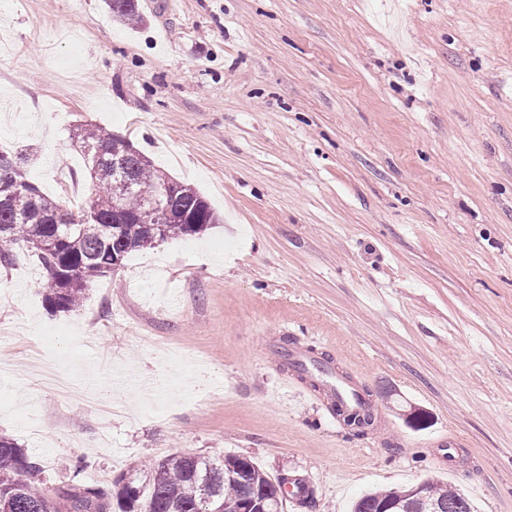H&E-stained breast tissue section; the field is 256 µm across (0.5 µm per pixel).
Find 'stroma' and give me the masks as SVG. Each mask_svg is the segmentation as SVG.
I'll list each match as a JSON object with an SVG mask.
<instances>
[{
  "label": "stroma",
  "mask_w": 512,
  "mask_h": 512,
  "mask_svg": "<svg viewBox=\"0 0 512 512\" xmlns=\"http://www.w3.org/2000/svg\"><path fill=\"white\" fill-rule=\"evenodd\" d=\"M138 3L134 30L102 0L0 6V145L37 146L45 193L86 194L70 134L107 129L221 222L129 255L69 313L23 259L1 269L0 433L52 498L234 454L306 482L313 512L425 476L512 512V0ZM284 344L370 392L367 435ZM47 367L119 411L35 388Z\"/></svg>",
  "instance_id": "obj_1"
}]
</instances>
